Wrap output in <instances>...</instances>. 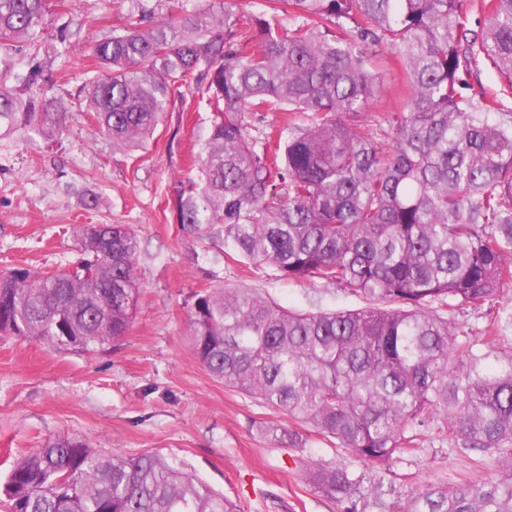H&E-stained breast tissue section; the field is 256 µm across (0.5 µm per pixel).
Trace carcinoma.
Instances as JSON below:
<instances>
[{"label":"carcinoma","mask_w":512,"mask_h":512,"mask_svg":"<svg viewBox=\"0 0 512 512\" xmlns=\"http://www.w3.org/2000/svg\"><path fill=\"white\" fill-rule=\"evenodd\" d=\"M466 0H205L146 13L96 42L104 74L83 86L95 129L140 148L171 97L205 87L212 112L197 180L173 189L176 221L224 225V252L291 280L335 283L374 302L294 313L247 288H207L188 314L192 352L224 386L288 417L261 431L297 455L315 491L358 512L362 476L308 455L305 427L377 470L431 433L497 472L434 487L406 512H512V0H488L481 31ZM52 0H0V48L36 44ZM391 54L405 96L384 149L362 120L380 90L361 43ZM501 96L475 91L480 66ZM33 68L0 73V139L61 134L68 110ZM254 112H289L254 137ZM76 265L0 272V333L94 354L129 328L140 240L124 224L79 229ZM489 306L475 330L464 313ZM8 512H238L158 453L118 454L69 435L14 464Z\"/></svg>","instance_id":"carcinoma-1"}]
</instances>
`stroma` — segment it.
I'll return each mask as SVG.
<instances>
[{
  "instance_id": "1",
  "label": "stroma",
  "mask_w": 512,
  "mask_h": 512,
  "mask_svg": "<svg viewBox=\"0 0 512 512\" xmlns=\"http://www.w3.org/2000/svg\"><path fill=\"white\" fill-rule=\"evenodd\" d=\"M174 0H62L49 14L38 45L0 50L16 75L39 66L48 95L75 100L94 67L93 44L149 12L166 17ZM383 79L363 114L383 146L387 122L403 94L390 54L373 58ZM204 89L172 98L154 137L136 156L96 133L83 113H70L53 145L0 141V270L29 263L46 271L81 256L84 224H126L137 234L142 284L132 324L93 355L54 352L39 342L0 336V485L15 461L58 435L125 454L152 451L176 462L236 501L240 512H337L299 477L286 448L263 436V425H287L259 401L213 379L194 357L188 313L194 294L210 286L252 288L296 312L356 310L366 300L321 280H288L272 266L224 254V227L192 234L172 212L176 181L195 178L191 160L211 114ZM98 206H84L87 197ZM450 455L447 443L424 435L391 470H365L364 496L389 488L404 505L425 489L494 473Z\"/></svg>"
}]
</instances>
